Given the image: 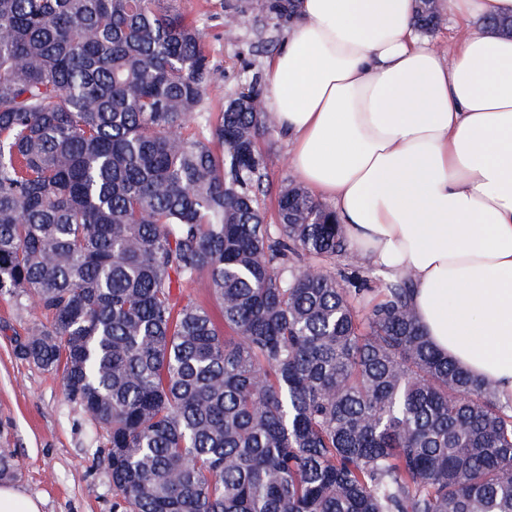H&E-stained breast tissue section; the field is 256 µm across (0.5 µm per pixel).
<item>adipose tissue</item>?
Segmentation results:
<instances>
[{"label": "adipose tissue", "instance_id": "1", "mask_svg": "<svg viewBox=\"0 0 512 512\" xmlns=\"http://www.w3.org/2000/svg\"><path fill=\"white\" fill-rule=\"evenodd\" d=\"M416 0H299L266 69L267 122L351 251L411 277L425 335L512 395V0H439L483 25L443 57Z\"/></svg>", "mask_w": 512, "mask_h": 512}]
</instances>
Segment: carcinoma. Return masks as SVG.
Masks as SVG:
<instances>
[{
  "instance_id": "obj_1",
  "label": "carcinoma",
  "mask_w": 512,
  "mask_h": 512,
  "mask_svg": "<svg viewBox=\"0 0 512 512\" xmlns=\"http://www.w3.org/2000/svg\"><path fill=\"white\" fill-rule=\"evenodd\" d=\"M177 2L0 0V293L47 312L16 355L105 432L114 510L512 512V399L433 348L409 281L360 314L304 187L266 223L261 72L221 150L184 135L216 70ZM223 9L280 29L298 0ZM200 275L218 319L176 295Z\"/></svg>"
}]
</instances>
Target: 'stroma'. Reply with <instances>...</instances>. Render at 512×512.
I'll list each match as a JSON object with an SVG mask.
<instances>
[{
	"mask_svg": "<svg viewBox=\"0 0 512 512\" xmlns=\"http://www.w3.org/2000/svg\"><path fill=\"white\" fill-rule=\"evenodd\" d=\"M180 8L196 17L203 31L206 51L216 67L210 94L215 101L248 85L243 60L265 70L284 37L280 30L259 34L248 15L241 16L233 30H226L222 0H180ZM258 147L266 174V191L259 204L273 224L280 193L298 177L288 164L286 142L275 129L262 133ZM320 266L364 281L365 288L355 301L358 310L381 301L385 278L351 253L321 260ZM43 319V312L28 300L0 296V452L13 454L19 465L14 484L39 497L42 512H114L107 462L100 451L101 430L67 399L60 373L43 370L15 354L17 340Z\"/></svg>",
	"mask_w": 512,
	"mask_h": 512,
	"instance_id": "35a3bbf8",
	"label": "stroma"
}]
</instances>
